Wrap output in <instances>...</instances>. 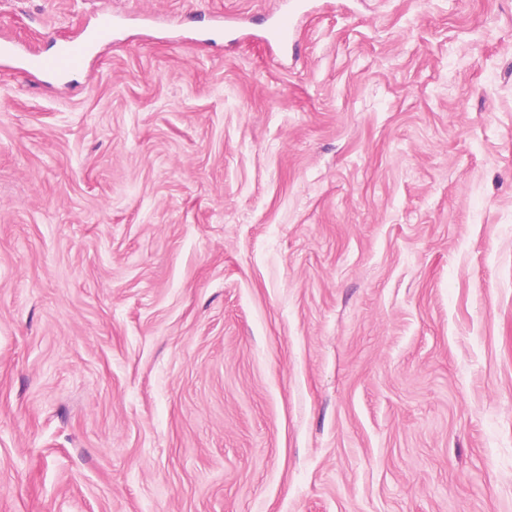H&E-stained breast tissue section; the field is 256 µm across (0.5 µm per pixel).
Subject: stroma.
Here are the masks:
<instances>
[{
  "mask_svg": "<svg viewBox=\"0 0 512 512\" xmlns=\"http://www.w3.org/2000/svg\"><path fill=\"white\" fill-rule=\"evenodd\" d=\"M0 0V512H512V0ZM90 55V42H69L51 54L28 51L23 55L26 69L46 75L67 76L83 67Z\"/></svg>",
  "mask_w": 512,
  "mask_h": 512,
  "instance_id": "1",
  "label": "stroma"
}]
</instances>
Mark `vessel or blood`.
Masks as SVG:
<instances>
[{
	"label": "vessel or blood",
	"mask_w": 512,
	"mask_h": 512,
	"mask_svg": "<svg viewBox=\"0 0 512 512\" xmlns=\"http://www.w3.org/2000/svg\"><path fill=\"white\" fill-rule=\"evenodd\" d=\"M114 21V15L101 16L92 40L67 43L51 54H45L39 51L26 52L23 56L25 68L46 75H70L83 67L90 54L91 43L111 39Z\"/></svg>",
	"instance_id": "b4317fda"
}]
</instances>
